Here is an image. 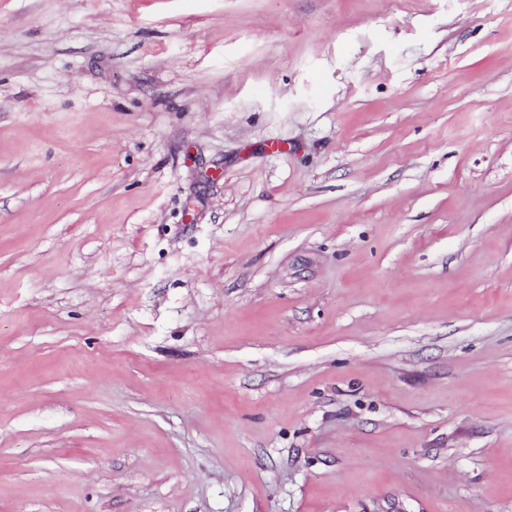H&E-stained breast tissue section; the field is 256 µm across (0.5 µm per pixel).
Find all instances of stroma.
<instances>
[{
  "label": "stroma",
  "mask_w": 512,
  "mask_h": 512,
  "mask_svg": "<svg viewBox=\"0 0 512 512\" xmlns=\"http://www.w3.org/2000/svg\"><path fill=\"white\" fill-rule=\"evenodd\" d=\"M0 512H512V0H0Z\"/></svg>",
  "instance_id": "stroma-1"
}]
</instances>
